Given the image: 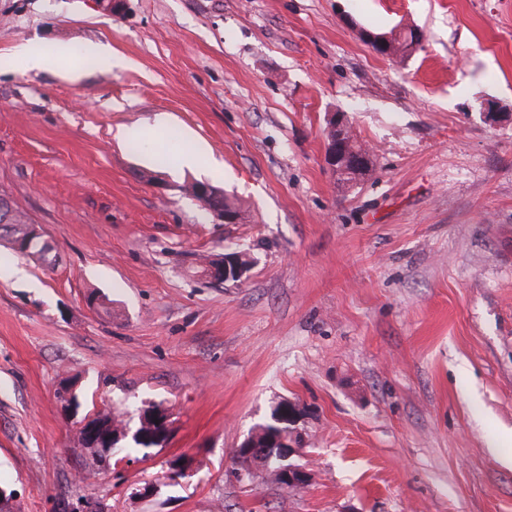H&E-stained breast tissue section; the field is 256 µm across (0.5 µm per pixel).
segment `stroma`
<instances>
[{
	"label": "stroma",
	"mask_w": 512,
	"mask_h": 512,
	"mask_svg": "<svg viewBox=\"0 0 512 512\" xmlns=\"http://www.w3.org/2000/svg\"><path fill=\"white\" fill-rule=\"evenodd\" d=\"M409 28L400 59L362 37ZM24 46L82 79L19 70ZM335 112L372 154L350 186ZM0 191L55 248L0 247V488L24 512H512V0H0ZM228 248L243 282L201 271ZM283 400L309 482L239 481ZM150 404L168 441L85 478L81 424ZM336 118L334 113L328 121V149L326 153V163L336 175H345L348 164H353L361 168L371 167V158L356 150L350 148V143L346 138L348 130L344 118L340 115Z\"/></svg>",
	"instance_id": "stroma-1"
}]
</instances>
